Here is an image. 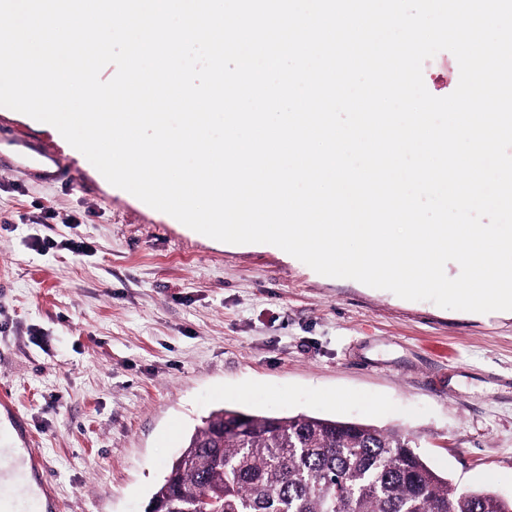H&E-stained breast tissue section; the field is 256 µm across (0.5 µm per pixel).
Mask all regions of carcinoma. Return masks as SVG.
<instances>
[{
    "instance_id": "carcinoma-1",
    "label": "carcinoma",
    "mask_w": 512,
    "mask_h": 512,
    "mask_svg": "<svg viewBox=\"0 0 512 512\" xmlns=\"http://www.w3.org/2000/svg\"><path fill=\"white\" fill-rule=\"evenodd\" d=\"M415 447L395 426L221 408L153 497L166 512H188L197 493L223 512H512V499L458 487Z\"/></svg>"
}]
</instances>
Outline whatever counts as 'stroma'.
<instances>
[{
  "label": "stroma",
  "instance_id": "obj_1",
  "mask_svg": "<svg viewBox=\"0 0 512 512\" xmlns=\"http://www.w3.org/2000/svg\"><path fill=\"white\" fill-rule=\"evenodd\" d=\"M66 180L0 169V448L32 449L29 512H147L213 409L299 413L419 438L456 485L512 497V314L447 310L216 243L115 189L46 123L0 107Z\"/></svg>",
  "mask_w": 512,
  "mask_h": 512
}]
</instances>
